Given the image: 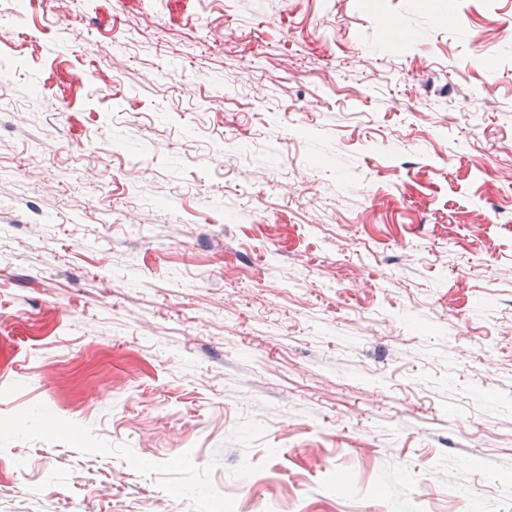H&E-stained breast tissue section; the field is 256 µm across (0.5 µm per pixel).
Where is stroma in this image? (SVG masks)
Returning <instances> with one entry per match:
<instances>
[{
    "instance_id": "1",
    "label": "stroma",
    "mask_w": 512,
    "mask_h": 512,
    "mask_svg": "<svg viewBox=\"0 0 512 512\" xmlns=\"http://www.w3.org/2000/svg\"><path fill=\"white\" fill-rule=\"evenodd\" d=\"M0 73V512H512V0H0Z\"/></svg>"
}]
</instances>
